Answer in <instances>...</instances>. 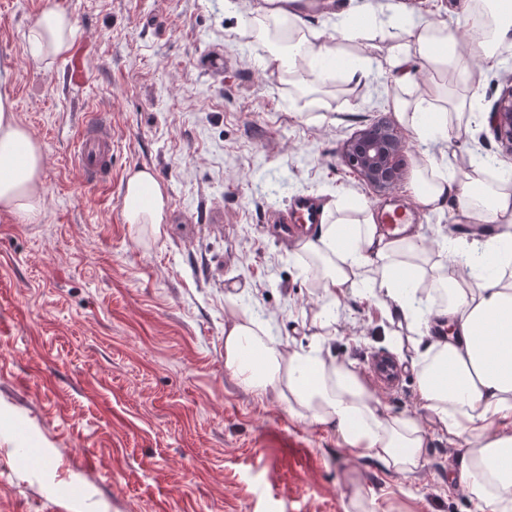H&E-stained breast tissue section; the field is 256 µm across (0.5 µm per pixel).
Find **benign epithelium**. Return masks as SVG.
Returning <instances> with one entry per match:
<instances>
[{
	"label": "benign epithelium",
	"instance_id": "1",
	"mask_svg": "<svg viewBox=\"0 0 512 512\" xmlns=\"http://www.w3.org/2000/svg\"><path fill=\"white\" fill-rule=\"evenodd\" d=\"M495 135L512 143V89L495 106L491 117ZM404 140L397 129L377 122L360 129L342 147V157L351 172L367 185L390 189L401 179Z\"/></svg>",
	"mask_w": 512,
	"mask_h": 512
}]
</instances>
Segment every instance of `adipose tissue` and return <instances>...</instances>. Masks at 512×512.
<instances>
[{"label":"adipose tissue","mask_w":512,"mask_h":512,"mask_svg":"<svg viewBox=\"0 0 512 512\" xmlns=\"http://www.w3.org/2000/svg\"><path fill=\"white\" fill-rule=\"evenodd\" d=\"M482 3L483 32L473 50L492 66L512 47V0ZM74 29L67 11L44 8L28 33L33 57L67 55ZM245 29L266 46L265 67L301 85L307 74L328 78L339 72L358 84L376 63L373 56H354L322 41L289 10L258 6ZM406 32L408 41L386 60L396 83L410 81L416 62L447 80L429 84L413 100L393 97L398 120L422 139L468 128L481 113L470 92L472 71L457 52L456 30L444 21L415 19ZM5 83L0 77V210L32 224L43 211L45 155L17 120ZM414 192L431 211L456 198L466 216L496 231L454 240L457 258L450 263L434 258L419 236L387 237L369 208L353 220L326 212L317 235L301 246L324 300L315 315L314 339L288 349L269 324L235 316L224 325V368L254 395H275L292 418L332 429L357 456L374 459L386 472L410 475L422 467L427 446L421 416L388 413L354 365L326 357L324 346L337 333L331 305L347 288L411 330L434 316L450 332L415 362L423 407L449 443L464 449L457 481L475 512H512V176L486 179L475 162L445 173L428 162L417 171ZM165 209L166 196L153 172H130L125 223L159 235Z\"/></svg>","instance_id":"adipose-tissue-1"}]
</instances>
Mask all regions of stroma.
<instances>
[{
	"mask_svg": "<svg viewBox=\"0 0 512 512\" xmlns=\"http://www.w3.org/2000/svg\"><path fill=\"white\" fill-rule=\"evenodd\" d=\"M0 0V70L18 121L45 154L40 223L0 212V512H347L352 490L375 512H473L448 487L462 450L428 425L425 462L390 475L335 433L296 420L224 368V318L268 322L284 346L309 343L322 299L300 258L267 222L297 194L347 211L413 206V233L433 250L481 228L456 203L431 213L409 193L427 161L449 171L512 168V145L478 121L444 140L405 132L403 176L381 191L344 164L364 126L397 118L429 75L400 86L385 68L360 85L342 76L299 91L263 65L238 29L259 0ZM467 0H300L305 23L335 33L364 8L463 24ZM70 12L68 57L34 60L28 32L46 7ZM476 101L492 112L512 87V50L482 64ZM115 136L110 179L89 185L74 162L91 115ZM152 170L167 196L159 237L123 219L129 171ZM331 357L353 362L393 415L420 410L411 345L396 348L383 311L337 296ZM400 368L394 387L374 356Z\"/></svg>",
	"mask_w": 512,
	"mask_h": 512,
	"instance_id": "35a3bbf8",
	"label": "stroma"
}]
</instances>
